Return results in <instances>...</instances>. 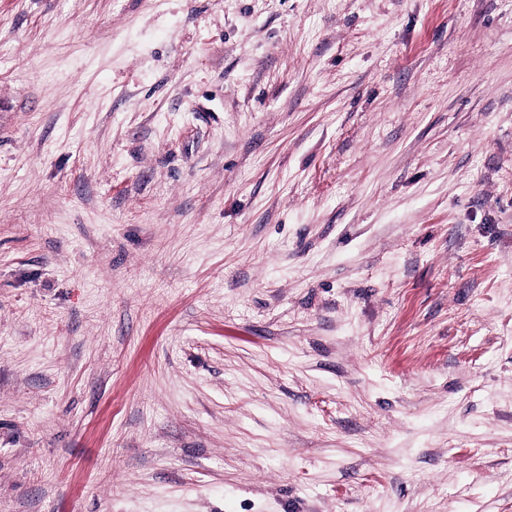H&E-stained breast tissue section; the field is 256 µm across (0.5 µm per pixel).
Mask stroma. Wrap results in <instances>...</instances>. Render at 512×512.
<instances>
[{"label":"stroma","instance_id":"35a3bbf8","mask_svg":"<svg viewBox=\"0 0 512 512\" xmlns=\"http://www.w3.org/2000/svg\"><path fill=\"white\" fill-rule=\"evenodd\" d=\"M0 512H512V0H0Z\"/></svg>","mask_w":512,"mask_h":512}]
</instances>
